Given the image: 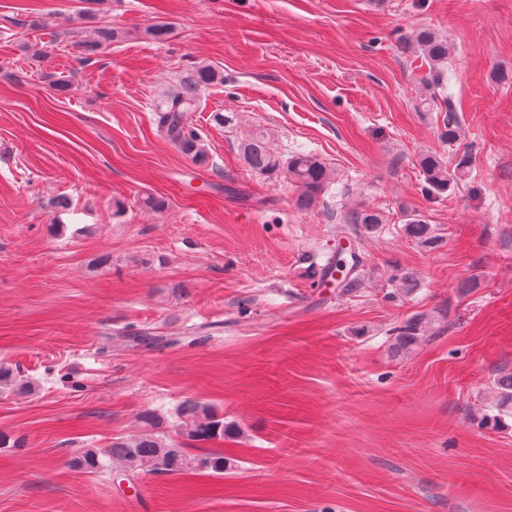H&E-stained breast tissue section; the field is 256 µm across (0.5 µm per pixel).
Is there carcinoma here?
Wrapping results in <instances>:
<instances>
[{
	"label": "carcinoma",
	"instance_id": "carcinoma-1",
	"mask_svg": "<svg viewBox=\"0 0 512 512\" xmlns=\"http://www.w3.org/2000/svg\"><path fill=\"white\" fill-rule=\"evenodd\" d=\"M415 39L424 57L429 62L428 83L440 90L439 97L421 104L437 112L436 124L439 136L454 144L462 135L461 119L451 94L447 92L445 64L448 62V40L427 29L419 30ZM217 73L209 67H200L195 74L179 84L174 92L163 98L155 109L158 129L182 153L195 162L203 164L208 159L200 134L193 127L190 114L199 110L201 93L204 88L215 82ZM240 153L246 165L253 171L265 174L286 170L288 180L298 191L296 204L301 209L314 206L328 185V172L325 164L315 155L297 152L288 159H281L272 149L266 136L257 133L240 144ZM471 163V154L466 152L458 159L454 174H449L446 163L437 155H426L420 160L424 176V190L443 193L448 190L451 178H461ZM345 223L359 224L367 234H372L384 223L381 214L374 208L361 207L345 215ZM403 233L415 242L433 249L440 244V238L434 228L421 215H414L403 224ZM354 263L336 261L335 267H345L339 282L341 288L350 290L357 286L353 278L354 271L362 265L360 255L355 249H349ZM424 329L417 321H407L396 330L395 346L407 350L422 337ZM32 381L22 378L20 371L0 365V390L30 393L34 391ZM499 401L512 407V374L500 376L496 381ZM178 419L177 431L181 440L175 441L163 431L164 419L156 413L146 411L139 416L143 433L135 439L117 438L105 450L85 448L72 459L74 468L88 473L113 471L133 479L145 467L165 474H181L188 470L208 471L222 475L232 469L233 459L220 452H208L190 455L186 448L194 442H209L224 438V419L220 418L205 403L187 398L175 410ZM120 464V469L112 470V465Z\"/></svg>",
	"mask_w": 512,
	"mask_h": 512
}]
</instances>
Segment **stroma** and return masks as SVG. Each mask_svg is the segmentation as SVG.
Segmentation results:
<instances>
[{"mask_svg": "<svg viewBox=\"0 0 512 512\" xmlns=\"http://www.w3.org/2000/svg\"><path fill=\"white\" fill-rule=\"evenodd\" d=\"M421 29L450 46L454 145L419 105ZM207 65L201 166L154 108ZM258 132L332 170L314 207L244 165ZM466 147L468 175L423 194L420 158ZM362 204L385 217L370 237L343 220ZM341 240L357 288L310 293ZM0 364L37 384L0 392V433L25 441L0 448V512H512V0H0ZM187 398L225 427L192 454L233 470L127 488L69 466L145 411L175 435ZM403 233L421 245L433 249L440 244V238L435 234L432 224L421 215H413L403 224ZM423 333L424 329L420 322L407 321L396 330L394 345L397 349L407 350L419 341Z\"/></svg>", "mask_w": 512, "mask_h": 512, "instance_id": "1", "label": "stroma"}]
</instances>
